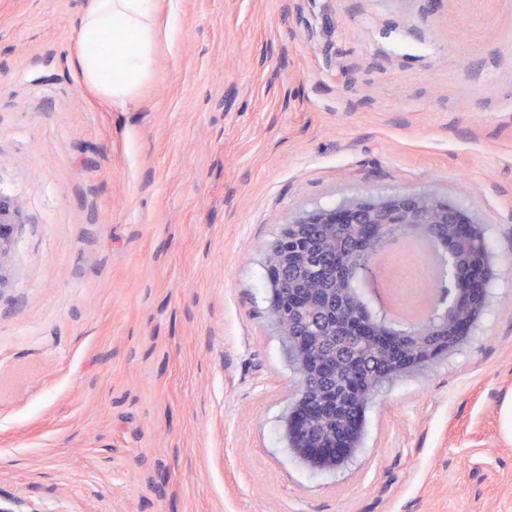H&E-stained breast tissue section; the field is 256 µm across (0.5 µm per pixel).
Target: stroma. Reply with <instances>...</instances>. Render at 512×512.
<instances>
[{
  "mask_svg": "<svg viewBox=\"0 0 512 512\" xmlns=\"http://www.w3.org/2000/svg\"><path fill=\"white\" fill-rule=\"evenodd\" d=\"M139 103L73 64L86 0H0V501L23 512H512V0H159ZM425 192L490 304L357 448L287 445L284 224Z\"/></svg>",
  "mask_w": 512,
  "mask_h": 512,
  "instance_id": "1",
  "label": "stroma"
}]
</instances>
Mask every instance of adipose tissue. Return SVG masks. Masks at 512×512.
<instances>
[{"mask_svg":"<svg viewBox=\"0 0 512 512\" xmlns=\"http://www.w3.org/2000/svg\"><path fill=\"white\" fill-rule=\"evenodd\" d=\"M157 0H90L80 17L74 66L119 107L135 104L152 75Z\"/></svg>","mask_w":512,"mask_h":512,"instance_id":"ef3b65f1","label":"adipose tissue"}]
</instances>
